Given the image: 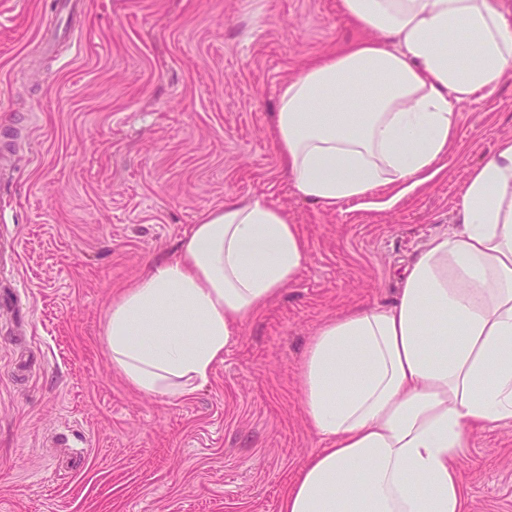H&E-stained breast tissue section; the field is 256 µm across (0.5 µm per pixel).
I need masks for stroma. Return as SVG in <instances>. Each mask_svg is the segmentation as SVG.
Instances as JSON below:
<instances>
[{
    "label": "stroma",
    "instance_id": "35a3bbf8",
    "mask_svg": "<svg viewBox=\"0 0 512 512\" xmlns=\"http://www.w3.org/2000/svg\"><path fill=\"white\" fill-rule=\"evenodd\" d=\"M0 0V512H279L323 440L299 364L327 317L385 303L512 136V70L457 107L442 169L326 207L283 178L281 82L362 39L341 0ZM82 35L71 39L70 28ZM284 209L309 245L208 383L165 400L112 368L107 305L225 198ZM467 512H512V425L459 461Z\"/></svg>",
    "mask_w": 512,
    "mask_h": 512
}]
</instances>
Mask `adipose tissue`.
<instances>
[{
    "label": "adipose tissue",
    "instance_id": "ef3b65f1",
    "mask_svg": "<svg viewBox=\"0 0 512 512\" xmlns=\"http://www.w3.org/2000/svg\"><path fill=\"white\" fill-rule=\"evenodd\" d=\"M341 4L371 37L280 85V170L307 201L388 187L393 205L437 173L457 105L512 70V18L497 0ZM308 251L263 199L206 211L113 298L103 327L113 369L140 393L192 395ZM299 375L306 422L327 446L280 512H466L458 460L471 434L512 424V138L473 167L456 224L418 251L395 300L327 319Z\"/></svg>",
    "mask_w": 512,
    "mask_h": 512
}]
</instances>
